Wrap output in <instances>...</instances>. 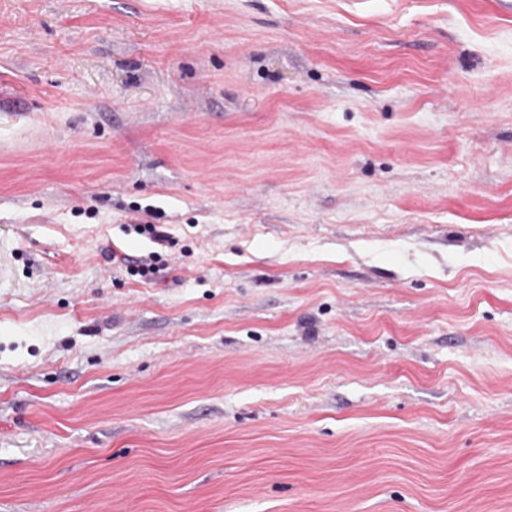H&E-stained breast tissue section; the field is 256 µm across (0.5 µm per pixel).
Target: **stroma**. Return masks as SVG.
Returning a JSON list of instances; mask_svg holds the SVG:
<instances>
[{
  "label": "stroma",
  "instance_id": "1",
  "mask_svg": "<svg viewBox=\"0 0 512 512\" xmlns=\"http://www.w3.org/2000/svg\"><path fill=\"white\" fill-rule=\"evenodd\" d=\"M0 512H512V0H0Z\"/></svg>",
  "mask_w": 512,
  "mask_h": 512
}]
</instances>
